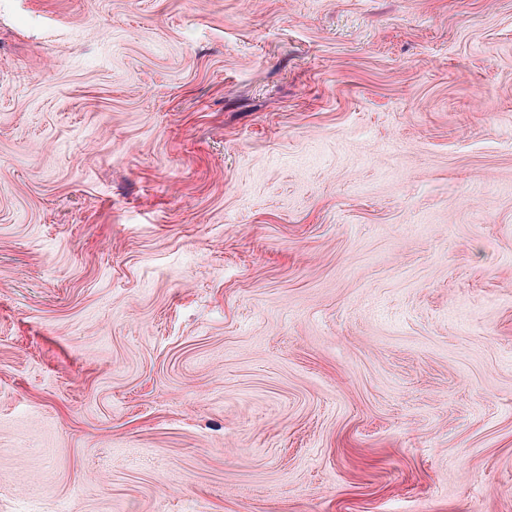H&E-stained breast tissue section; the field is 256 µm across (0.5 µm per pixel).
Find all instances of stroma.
Returning <instances> with one entry per match:
<instances>
[{"label":"stroma","mask_w":512,"mask_h":512,"mask_svg":"<svg viewBox=\"0 0 512 512\" xmlns=\"http://www.w3.org/2000/svg\"><path fill=\"white\" fill-rule=\"evenodd\" d=\"M0 512H512V0H0Z\"/></svg>","instance_id":"obj_1"}]
</instances>
